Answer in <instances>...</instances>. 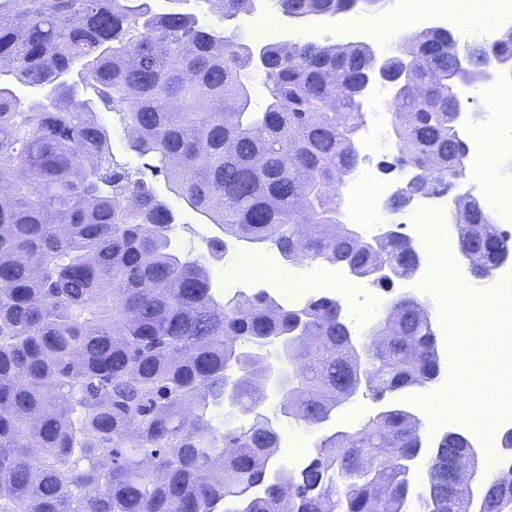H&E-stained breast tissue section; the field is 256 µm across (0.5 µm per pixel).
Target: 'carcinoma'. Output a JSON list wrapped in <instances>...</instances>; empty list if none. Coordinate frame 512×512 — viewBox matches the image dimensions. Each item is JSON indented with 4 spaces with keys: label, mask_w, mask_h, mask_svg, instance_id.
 <instances>
[{
    "label": "carcinoma",
    "mask_w": 512,
    "mask_h": 512,
    "mask_svg": "<svg viewBox=\"0 0 512 512\" xmlns=\"http://www.w3.org/2000/svg\"><path fill=\"white\" fill-rule=\"evenodd\" d=\"M183 2L0 0V512H86L88 500L92 512H444L450 494L455 512H512V466L488 472L476 503L446 433L413 488L386 456L420 442V418L398 405L322 438L298 473L272 470L281 433L262 411L263 364L281 337L304 341L280 411L316 429L363 382L379 399L436 380L435 333L418 299L391 301L386 345L357 347L327 296L275 309L263 290L215 296L210 265L230 239L367 278L384 263L406 276L414 258L403 238L323 234L340 223L329 192L360 163L367 47L264 44L269 102L256 112L252 48ZM219 2L224 23L244 0ZM350 2L276 5L334 16ZM402 44L393 66L412 80L393 97V166L446 192L466 153L456 55L424 31ZM17 83L39 95L20 102ZM104 110L129 151L222 227L207 253L178 250L173 208L116 159ZM473 204L462 240L486 271L507 235Z\"/></svg>",
    "instance_id": "1"
}]
</instances>
